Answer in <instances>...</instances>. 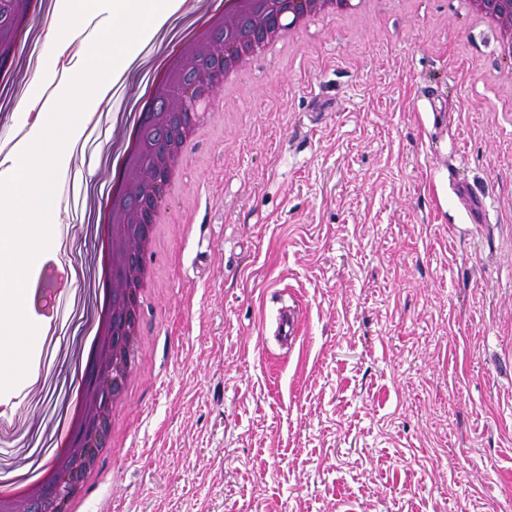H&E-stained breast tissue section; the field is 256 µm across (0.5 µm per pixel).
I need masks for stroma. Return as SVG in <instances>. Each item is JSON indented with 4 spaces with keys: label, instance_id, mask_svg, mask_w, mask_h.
I'll return each instance as SVG.
<instances>
[{
    "label": "stroma",
    "instance_id": "35a3bbf8",
    "mask_svg": "<svg viewBox=\"0 0 512 512\" xmlns=\"http://www.w3.org/2000/svg\"><path fill=\"white\" fill-rule=\"evenodd\" d=\"M459 0H384L246 61L187 148L137 325L121 448L85 512H512V59ZM58 86L57 45L11 70ZM137 79L101 141L124 144ZM120 126H113L112 116ZM83 199L28 317L48 342L0 392V471L66 433L98 250ZM299 308L295 345L275 337Z\"/></svg>",
    "mask_w": 512,
    "mask_h": 512
}]
</instances>
